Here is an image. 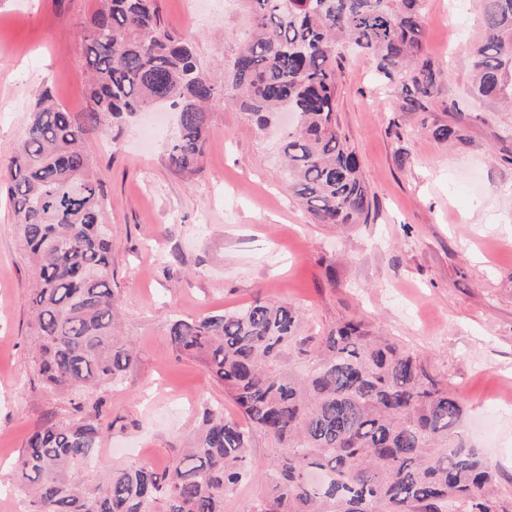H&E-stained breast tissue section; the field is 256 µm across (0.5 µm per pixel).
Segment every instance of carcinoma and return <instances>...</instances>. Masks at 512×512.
<instances>
[{"mask_svg": "<svg viewBox=\"0 0 512 512\" xmlns=\"http://www.w3.org/2000/svg\"><path fill=\"white\" fill-rule=\"evenodd\" d=\"M243 2L251 31L215 78L156 0H102L79 31L86 112H68L43 91L0 168L35 275L33 362L42 387L70 396L72 408L69 420L28 437L14 482L29 512H224V496L252 478L256 429L274 453L253 512H494L496 475L460 432L465 408L415 352L353 318L311 348L298 310L261 296L168 328L173 350L207 368L247 426L206 407L168 465L93 466L102 428L88 413L100 402L88 397L118 385L134 353L116 331L108 196L87 137L168 103L178 112L168 163L195 174L212 107L235 105L261 130L292 112L296 125L282 141L288 188L317 224H366L369 191L336 119L340 48L369 57L376 78L400 90L404 111H428L437 92L422 59L423 0ZM481 4L487 36L471 55L474 92L511 104L512 0Z\"/></svg>", "mask_w": 512, "mask_h": 512, "instance_id": "carcinoma-1", "label": "carcinoma"}]
</instances>
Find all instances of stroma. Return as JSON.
Segmentation results:
<instances>
[{"label":"stroma","instance_id":"stroma-1","mask_svg":"<svg viewBox=\"0 0 512 512\" xmlns=\"http://www.w3.org/2000/svg\"><path fill=\"white\" fill-rule=\"evenodd\" d=\"M101 0H0V167L12 159L42 90L87 106L79 26ZM167 26L205 72L228 62L249 28L242 0H158ZM478 0H429L423 55L438 94L401 111L374 64L346 54L337 119L370 189L369 223H314L288 188L276 132L216 106L201 171L171 168L174 112L154 108L87 149L109 197L120 331L137 358L119 387L97 390L100 470L172 462L204 405L237 417L205 366L168 342L173 318L239 308L257 295L294 304L303 333L365 320L422 357L466 411L465 436L497 472L512 512V107L471 91L468 50L482 37ZM455 138L441 143L433 128ZM33 279L0 196V488L35 429L67 420V397L41 389L28 334Z\"/></svg>","mask_w":512,"mask_h":512}]
</instances>
